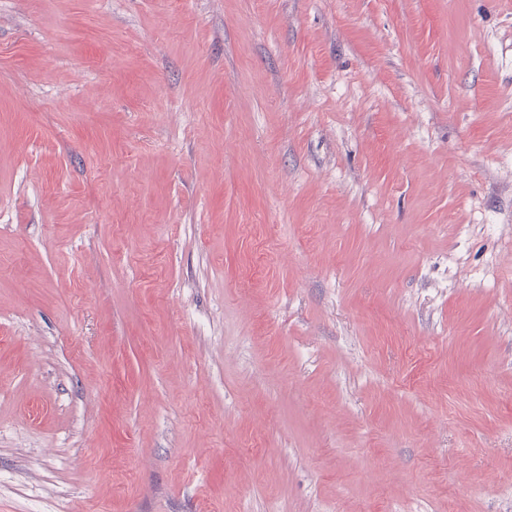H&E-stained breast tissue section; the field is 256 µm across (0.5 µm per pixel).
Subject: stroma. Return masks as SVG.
<instances>
[{
    "label": "stroma",
    "mask_w": 512,
    "mask_h": 512,
    "mask_svg": "<svg viewBox=\"0 0 512 512\" xmlns=\"http://www.w3.org/2000/svg\"><path fill=\"white\" fill-rule=\"evenodd\" d=\"M0 512H512V0H0Z\"/></svg>",
    "instance_id": "35a3bbf8"
}]
</instances>
